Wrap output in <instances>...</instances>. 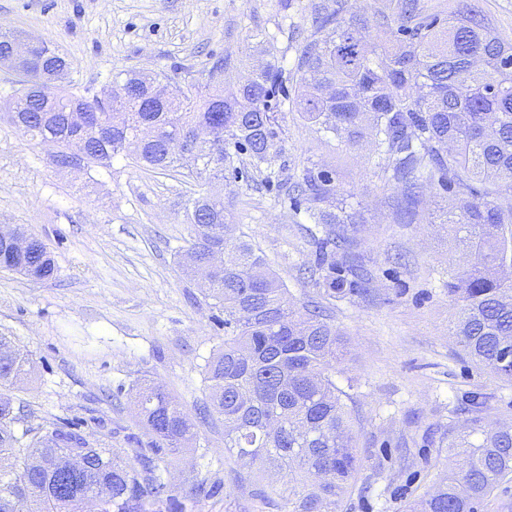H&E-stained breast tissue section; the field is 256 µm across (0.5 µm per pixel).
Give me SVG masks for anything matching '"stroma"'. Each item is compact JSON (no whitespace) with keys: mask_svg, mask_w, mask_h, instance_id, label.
Segmentation results:
<instances>
[{"mask_svg":"<svg viewBox=\"0 0 512 512\" xmlns=\"http://www.w3.org/2000/svg\"><path fill=\"white\" fill-rule=\"evenodd\" d=\"M384 0H0V29L50 39L74 76L96 94L124 70L165 74L170 86L209 84L217 59L260 61L258 36L273 41L284 68L312 31L315 4L344 15L371 14ZM284 152L271 166L234 158L218 179L161 173L116 158L96 180L50 161L49 146L0 119V225L22 224L52 252L57 271L33 282L0 269V335L28 351L33 378L14 395L32 426L81 431L99 447L138 462L152 440L130 396L150 378L182 406L199 433L198 449L161 465L174 495L194 512H285L288 480L252 473L224 452V422L206 415V360L224 341L219 310L179 252L191 234L183 203L214 194L266 259L296 307L322 301L348 342L336 367L354 397L361 458L340 512H401L452 463L448 441L479 392L484 422L512 424V381L481 369L450 333L456 305L448 272L461 265L446 225L431 223L453 195L433 185L416 223L401 221V188L386 181L369 148L348 149L295 113L280 110ZM329 172L357 232L351 251L371 279L368 298L321 299L306 274L321 228L311 204L288 188L308 165ZM218 484L204 497L196 482Z\"/></svg>","mask_w":512,"mask_h":512,"instance_id":"obj_1","label":"stroma"}]
</instances>
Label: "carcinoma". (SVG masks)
Segmentation results:
<instances>
[{
  "mask_svg": "<svg viewBox=\"0 0 512 512\" xmlns=\"http://www.w3.org/2000/svg\"><path fill=\"white\" fill-rule=\"evenodd\" d=\"M313 25L292 66L288 111L349 149L370 144L386 180L405 191L408 224L426 187L453 182L457 203L442 223L468 260L448 277V295L459 302L452 336L480 368L512 380V43L496 35L483 11L461 8L459 0H448L445 19L425 15L421 0H393L391 8L347 20L318 5ZM20 38L19 31L0 30L1 65H10L7 55ZM264 52L269 60L244 80L221 60L222 89L209 96L193 83L167 91L157 78L132 71L88 97L72 79L42 92L49 73L68 75L71 62L40 39L20 68L25 79L5 91L0 115L53 144L56 163L70 159L78 133L70 110L94 113L97 121L84 130L90 179L119 155L136 166L178 171L182 162L165 147L170 137L195 151L200 178L223 174L215 161L226 163L230 146L246 152L255 168L269 167L283 151L271 106L283 91V67L273 43ZM213 126L224 127L218 150L205 138ZM299 188L322 201L331 178L307 167ZM336 209L312 213L325 230L310 272L329 296L364 298L374 289L348 260L344 201ZM185 215L186 270L224 252L206 287L224 312V345L204 366L206 412L224 418V451L244 467L288 476L287 512H338L361 463L351 428L354 399L332 374L345 356L342 334L320 306L288 305L264 257L233 237L223 201L189 196ZM16 231L30 244L22 253L0 244V268L32 281L53 277L57 267L45 244L22 225ZM33 371L31 356L0 336V462L10 461L0 468V512H84L89 498L98 499L99 512H165L175 502L151 460L139 470L77 427L17 430L23 414L12 396L14 379ZM131 393L155 454H175L196 439L194 425L160 387L138 382ZM448 452L461 466L406 512H477L512 474V426L487 428L474 417Z\"/></svg>",
  "mask_w": 512,
  "mask_h": 512,
  "instance_id": "carcinoma-1",
  "label": "carcinoma"
}]
</instances>
